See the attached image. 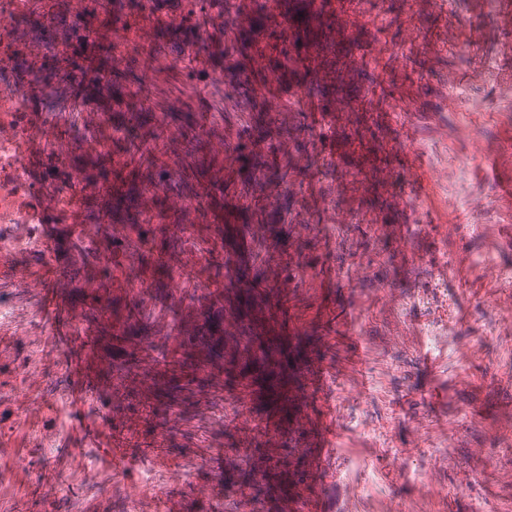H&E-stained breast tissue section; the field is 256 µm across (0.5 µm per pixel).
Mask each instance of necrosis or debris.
Listing matches in <instances>:
<instances>
[{
	"mask_svg": "<svg viewBox=\"0 0 512 512\" xmlns=\"http://www.w3.org/2000/svg\"><path fill=\"white\" fill-rule=\"evenodd\" d=\"M18 0H0V224H41L46 219L44 201L64 207L67 191L35 186L26 177L23 145L34 130L22 117L28 97L13 84L10 58L17 47L39 54L38 44L23 42L17 26Z\"/></svg>",
	"mask_w": 512,
	"mask_h": 512,
	"instance_id": "4bbe7bcc",
	"label": "necrosis or debris"
}]
</instances>
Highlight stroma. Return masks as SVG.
Listing matches in <instances>:
<instances>
[{"label":"stroma","instance_id":"35a3bbf8","mask_svg":"<svg viewBox=\"0 0 512 512\" xmlns=\"http://www.w3.org/2000/svg\"><path fill=\"white\" fill-rule=\"evenodd\" d=\"M446 2L365 0L320 27L303 53H331L340 78L310 88L285 76V21L233 12L205 73L113 61L121 104L141 84L174 128H203L161 142L159 169L126 164L140 139L113 116L127 199L111 224L82 240L48 211L56 253L17 227L36 246L0 288V512H512V22ZM227 135L237 159L193 203ZM408 149L427 174L413 187ZM177 195L195 250L168 224L132 250L128 225ZM78 253L56 283L79 330L63 347L26 266ZM71 356L96 382L79 411ZM331 412L342 456L317 472ZM102 420L134 458L72 452Z\"/></svg>","mask_w":512,"mask_h":512}]
</instances>
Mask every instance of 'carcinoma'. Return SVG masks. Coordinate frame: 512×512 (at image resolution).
I'll return each instance as SVG.
<instances>
[{"mask_svg":"<svg viewBox=\"0 0 512 512\" xmlns=\"http://www.w3.org/2000/svg\"><path fill=\"white\" fill-rule=\"evenodd\" d=\"M112 0H84L76 14L65 6V0H35L33 14L23 22L24 33L41 46L40 58L29 59L17 50L13 70L23 74L27 85L37 89L29 101L30 109L54 111L65 109L77 99L94 95L101 99V111L114 112L112 102ZM68 43L63 51L56 49L61 35ZM49 176L64 183L70 174L102 181L110 193L122 190L112 180V152L95 158L74 156L70 162L48 167ZM112 196L94 198L86 214L94 224L112 223Z\"/></svg>","mask_w":512,"mask_h":512,"instance_id":"carcinoma-1","label":"carcinoma"}]
</instances>
